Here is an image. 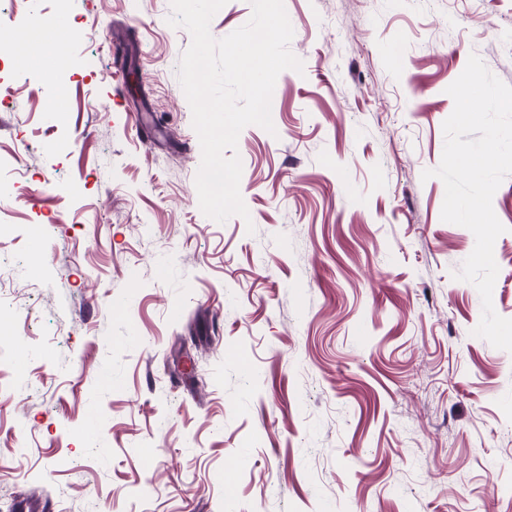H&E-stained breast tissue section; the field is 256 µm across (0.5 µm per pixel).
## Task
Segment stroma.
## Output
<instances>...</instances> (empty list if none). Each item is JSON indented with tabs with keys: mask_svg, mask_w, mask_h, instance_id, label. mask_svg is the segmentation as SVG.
Segmentation results:
<instances>
[{
	"mask_svg": "<svg viewBox=\"0 0 512 512\" xmlns=\"http://www.w3.org/2000/svg\"><path fill=\"white\" fill-rule=\"evenodd\" d=\"M284 5L304 70L220 224L169 0H0V512H512V353L421 178L469 56L512 85V0ZM58 19L64 68L5 38ZM493 209L512 318V176Z\"/></svg>",
	"mask_w": 512,
	"mask_h": 512,
	"instance_id": "1",
	"label": "stroma"
}]
</instances>
